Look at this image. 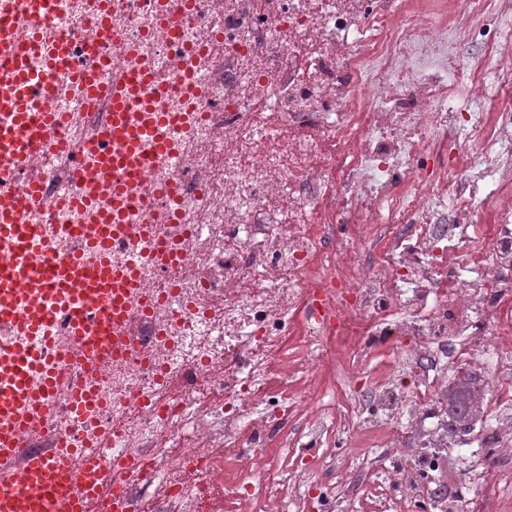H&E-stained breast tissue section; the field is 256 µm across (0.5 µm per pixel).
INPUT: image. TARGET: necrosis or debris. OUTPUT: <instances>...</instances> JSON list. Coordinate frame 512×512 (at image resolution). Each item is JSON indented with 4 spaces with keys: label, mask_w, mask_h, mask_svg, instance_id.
<instances>
[{
    "label": "necrosis or debris",
    "mask_w": 512,
    "mask_h": 512,
    "mask_svg": "<svg viewBox=\"0 0 512 512\" xmlns=\"http://www.w3.org/2000/svg\"><path fill=\"white\" fill-rule=\"evenodd\" d=\"M102 18L111 53L100 82L152 71L174 154L155 157L134 189L135 347L85 368L58 325L57 391L24 431L27 447L52 453L68 441L96 452L103 486L126 512H214L227 498L274 512L301 505L268 468L317 382L345 374L335 340L381 331L398 311L418 340L412 358L464 336L449 373L487 347L512 370V306L496 303L512 296V0H381L372 11L363 0H53L47 18L17 22L16 36L71 42L81 65ZM477 42L480 54L449 74ZM458 81L482 105L466 123L448 106ZM44 101L57 120L33 157L44 202L27 220L63 257L79 250L72 225L112 207L104 191L85 215L71 206L95 183L87 145L110 103L61 73ZM488 200L496 219L478 224L476 206ZM406 269L415 278L403 291ZM298 313L313 333L292 358L282 327ZM275 368L304 380L273 398ZM79 390L98 395L95 415L72 410ZM383 436L419 461L393 470L389 500H427L447 428ZM474 436L502 453L472 472L470 507L512 506V427Z\"/></svg>",
    "instance_id": "obj_1"
}]
</instances>
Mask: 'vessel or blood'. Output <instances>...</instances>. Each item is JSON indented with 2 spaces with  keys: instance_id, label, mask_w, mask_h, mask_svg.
I'll return each mask as SVG.
<instances>
[{
  "instance_id": "b4317fda",
  "label": "vessel or blood",
  "mask_w": 512,
  "mask_h": 512,
  "mask_svg": "<svg viewBox=\"0 0 512 512\" xmlns=\"http://www.w3.org/2000/svg\"><path fill=\"white\" fill-rule=\"evenodd\" d=\"M48 7L49 0H0V326L40 339L36 348L0 345V512H88L94 501L99 512H124L120 496L99 499L101 463L95 454H86L76 473L66 457L21 447L19 434L56 391L48 350L59 315H66L84 358L95 357L105 343L117 350L130 345L124 324L137 267L112 266L106 255L117 241L138 243L127 233L131 187L154 157L167 154L169 118L149 105L148 75L133 70L116 84L102 132L106 145L94 149L92 160L99 186L112 192V211L75 229L82 247L102 259L93 265L77 254L43 259L23 210L41 197L30 156L54 115L38 103L29 56L43 54L57 67L70 60L73 47L67 42L47 47L38 40L21 46L13 26L18 17L44 14ZM18 458L25 462L20 479L12 472Z\"/></svg>"
}]
</instances>
